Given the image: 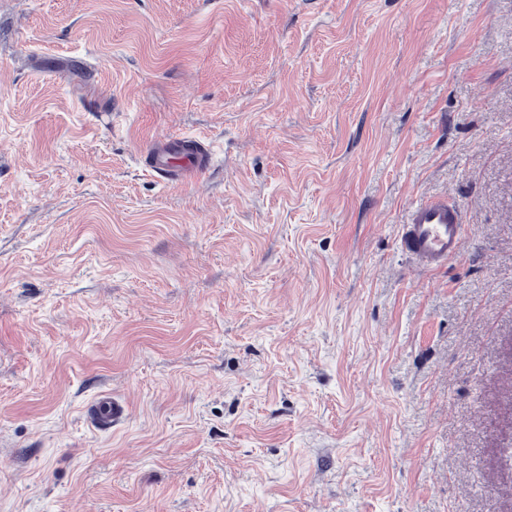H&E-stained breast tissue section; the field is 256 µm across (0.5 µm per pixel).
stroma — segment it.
Returning a JSON list of instances; mask_svg holds the SVG:
<instances>
[{"mask_svg":"<svg viewBox=\"0 0 512 512\" xmlns=\"http://www.w3.org/2000/svg\"><path fill=\"white\" fill-rule=\"evenodd\" d=\"M0 512H512V0H0ZM174 141L195 142L203 148L202 153L200 155H183V161L177 164L173 161V151L170 149L171 143ZM203 146L204 141L197 139L195 136L182 137L175 140L162 137L155 142L154 154L149 166L152 171L169 181L191 179L197 171L208 164L209 160H212V146L208 144L207 150ZM465 234L461 213L448 198L427 197L411 205L400 243L418 266L432 268L461 251ZM86 413L97 424L109 429L126 422L129 417V408L125 401L111 394H104L86 407Z\"/></svg>","mask_w":512,"mask_h":512,"instance_id":"stroma-1","label":"stroma"}]
</instances>
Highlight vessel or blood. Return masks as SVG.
I'll return each mask as SVG.
<instances>
[{"label": "vessel or blood", "instance_id": "1", "mask_svg": "<svg viewBox=\"0 0 512 512\" xmlns=\"http://www.w3.org/2000/svg\"><path fill=\"white\" fill-rule=\"evenodd\" d=\"M212 157V150L207 149L198 155L184 156L182 162H174L171 141L163 137L155 143L150 167L164 179L184 181L191 179ZM465 234L461 214L447 198L427 197L411 205L400 243L403 252L418 266L432 268L460 252ZM86 413L97 424L109 429L126 422L129 408L125 401L104 394L87 406Z\"/></svg>", "mask_w": 512, "mask_h": 512}]
</instances>
